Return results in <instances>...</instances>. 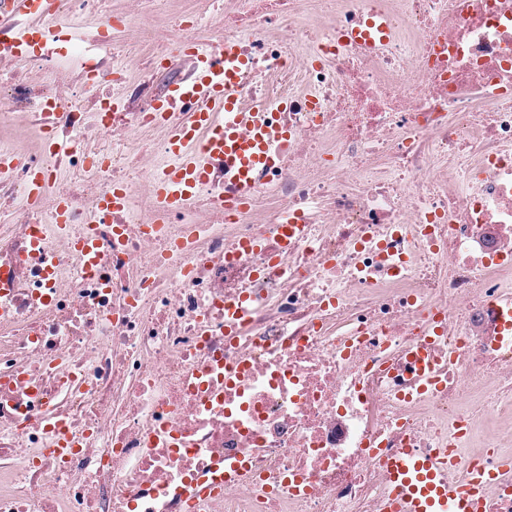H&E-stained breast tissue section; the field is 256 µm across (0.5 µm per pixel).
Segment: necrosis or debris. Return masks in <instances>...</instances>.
<instances>
[{
    "label": "necrosis or debris",
    "mask_w": 512,
    "mask_h": 512,
    "mask_svg": "<svg viewBox=\"0 0 512 512\" xmlns=\"http://www.w3.org/2000/svg\"><path fill=\"white\" fill-rule=\"evenodd\" d=\"M374 14L387 43L341 44ZM26 24L0 28V512H387L384 455L512 458V0H236L139 76L111 0L11 50ZM228 40L285 137L250 199L214 163L168 207L156 108Z\"/></svg>",
    "instance_id": "obj_1"
}]
</instances>
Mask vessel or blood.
<instances>
[{
  "label": "vessel or blood",
  "mask_w": 512,
  "mask_h": 512,
  "mask_svg": "<svg viewBox=\"0 0 512 512\" xmlns=\"http://www.w3.org/2000/svg\"><path fill=\"white\" fill-rule=\"evenodd\" d=\"M15 7L29 21L18 40L29 43L41 29L51 0H15ZM391 31L388 19L376 18L364 30L346 31L344 37L372 50ZM244 68L234 49H225L219 57L204 60L198 78L190 85L173 87L161 104V111L187 113L185 122L172 130L177 160L156 185L168 205H184L205 181L207 169L201 158L223 159L226 174L243 199L253 193L258 172L270 166L275 138L271 126L241 113L237 104L236 86ZM447 460L446 452L430 454L414 448L386 458L390 512H483L484 490L503 483L502 470L464 469L452 481Z\"/></svg>",
  "instance_id": "b4317fda"
}]
</instances>
